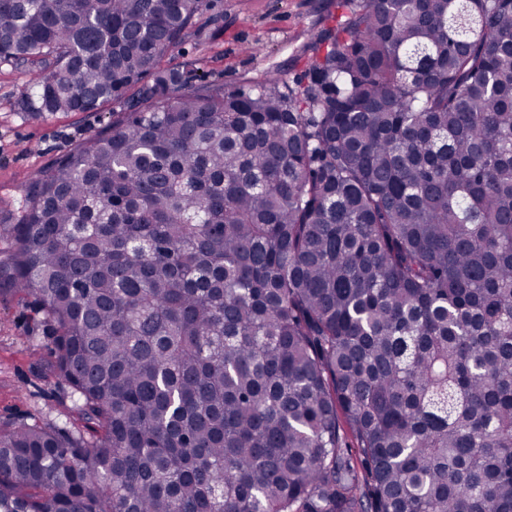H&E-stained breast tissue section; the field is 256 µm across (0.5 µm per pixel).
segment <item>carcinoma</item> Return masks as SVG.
Listing matches in <instances>:
<instances>
[{"mask_svg":"<svg viewBox=\"0 0 512 512\" xmlns=\"http://www.w3.org/2000/svg\"><path fill=\"white\" fill-rule=\"evenodd\" d=\"M344 4L284 92L162 65L207 0H0L30 117L121 104L0 224L92 423L0 512H512V0Z\"/></svg>","mask_w":512,"mask_h":512,"instance_id":"1","label":"carcinoma"}]
</instances>
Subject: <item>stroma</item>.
<instances>
[{
  "label": "stroma",
  "instance_id": "35a3bbf8",
  "mask_svg": "<svg viewBox=\"0 0 512 512\" xmlns=\"http://www.w3.org/2000/svg\"><path fill=\"white\" fill-rule=\"evenodd\" d=\"M339 0H211L172 61L195 83L250 88L266 75L295 85L319 52L317 34L336 22ZM31 65L0 64V219L15 223L23 188L37 171L77 148L111 122L110 103L98 112L29 117L18 106ZM48 326L21 296L0 295V425L55 422L85 432L87 422L52 365Z\"/></svg>",
  "mask_w": 512,
  "mask_h": 512
}]
</instances>
